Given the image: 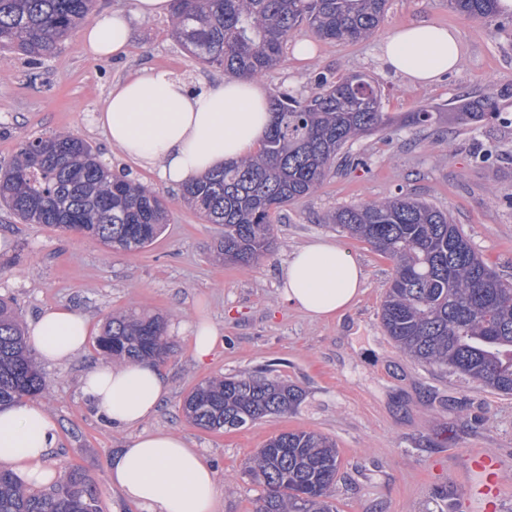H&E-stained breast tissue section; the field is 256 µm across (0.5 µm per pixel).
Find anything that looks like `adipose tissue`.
Wrapping results in <instances>:
<instances>
[{"label": "adipose tissue", "mask_w": 512, "mask_h": 512, "mask_svg": "<svg viewBox=\"0 0 512 512\" xmlns=\"http://www.w3.org/2000/svg\"><path fill=\"white\" fill-rule=\"evenodd\" d=\"M171 0H130L127 8L95 15L81 31L85 51L95 57L127 55L135 22L169 13ZM383 64L413 85L434 83L461 60L454 31L429 22L397 29L380 47ZM191 89L182 77L150 69L113 85L94 116L113 147L127 159L178 188L224 163L249 155L270 121L269 98L255 79H200ZM285 301L315 319L351 307L363 271L350 252L319 238L296 248L280 278ZM89 319L67 306L44 309L28 329V340L50 364L84 350ZM84 396L112 427L135 430L128 447L110 461V478L140 512H212L217 475L206 458L169 430L140 431L169 394L161 369L151 361L100 363L82 379ZM58 425L38 403L0 406V464L25 484L52 483L45 462L57 442Z\"/></svg>", "instance_id": "1"}]
</instances>
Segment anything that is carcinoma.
Returning <instances> with one entry per match:
<instances>
[{
  "label": "carcinoma",
  "mask_w": 512,
  "mask_h": 512,
  "mask_svg": "<svg viewBox=\"0 0 512 512\" xmlns=\"http://www.w3.org/2000/svg\"><path fill=\"white\" fill-rule=\"evenodd\" d=\"M496 0H448L453 11L491 20ZM388 0H172L171 34L202 65L231 77L257 78L280 63L302 28L330 41H359L382 22ZM96 0H0V49L38 66L94 12ZM321 72L308 95L277 89L268 133L256 156L224 164L184 189L183 198L210 224L224 225L217 252L225 262L256 264L271 247L273 215L314 194L344 149L385 132L376 80ZM428 106L409 112L413 127L437 118ZM500 116L496 94L465 103L469 124ZM0 205L24 224L68 231L124 251L151 242L167 223L163 197L112 173L81 135L23 142L0 165ZM332 223L394 263L382 306L387 335L404 353L464 380L512 394V283L476 252L448 213L402 192L343 207ZM109 356L157 361L169 351L165 322L155 316L110 317L96 339ZM48 382L28 352L9 303L0 300V404L43 394ZM302 390L264 372L208 381L183 400L185 416L206 430H237L296 411ZM340 461L335 443L315 432H283L251 458L247 474L263 487L256 512H337L332 498ZM0 512H102L89 477L71 467L50 491H34L0 469Z\"/></svg>",
  "instance_id": "carcinoma-1"
}]
</instances>
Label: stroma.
Instances as JSON below:
<instances>
[{
  "label": "stroma",
  "mask_w": 512,
  "mask_h": 512,
  "mask_svg": "<svg viewBox=\"0 0 512 512\" xmlns=\"http://www.w3.org/2000/svg\"><path fill=\"white\" fill-rule=\"evenodd\" d=\"M419 21L454 29L461 44L459 68L430 86L408 84L379 56L389 35ZM300 36L313 39L316 57L302 64L285 53L263 76L266 90H309L317 72L360 70L377 79L384 111L399 116L426 105L440 108L442 116L356 141L352 152L366 166L331 169L317 192L285 207L275 219L269 252L250 267L217 261L223 226L188 207L181 190L161 187L153 172L122 158L92 121L113 83L146 67L223 78L222 69L195 62L171 36L167 18L137 22L130 51L119 59L93 57L76 35L35 70L22 54H0L9 68L0 80V163L10 161L22 141L74 132L113 171L162 188L169 210L163 233L134 252L113 251L75 231L0 218V236L9 241L8 249H0V298L26 325L58 305L87 316L97 332L108 316L131 308L166 318L173 350L161 367L171 391L142 428L180 434L212 462L220 487L214 512H255L261 489L243 474L247 460L270 437L297 430L335 442L338 512H471L455 474L465 468L468 449L512 455V395L422 366L400 352L380 320L392 261L328 224L327 217L344 206L412 194L449 211L483 259L512 281V126L490 119L463 126L455 119L458 106L491 92L498 94L501 110L512 114V24L460 15L448 0H389L383 22L368 39H316L307 29ZM317 238L348 249L364 270L353 306L323 321L294 309L279 289L292 251ZM200 313L222 337L204 366L192 356L189 329ZM101 361L91 341L67 363L42 364L49 387L39 401L58 423V446L48 465L61 478L70 466L81 467L99 492L103 512H139L109 477L113 454L128 446L132 433L107 425L81 390L85 371ZM261 368L303 389L296 412L232 432L201 429L183 415L181 403L197 385Z\"/></svg>",
  "instance_id": "1"
}]
</instances>
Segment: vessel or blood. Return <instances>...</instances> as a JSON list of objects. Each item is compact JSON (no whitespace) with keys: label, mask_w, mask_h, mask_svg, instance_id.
<instances>
[{"label":"vessel or blood","mask_w":512,"mask_h":512,"mask_svg":"<svg viewBox=\"0 0 512 512\" xmlns=\"http://www.w3.org/2000/svg\"><path fill=\"white\" fill-rule=\"evenodd\" d=\"M467 459L468 468L460 476L467 505L473 506L476 512H501L506 492L497 480V473L505 466V459L488 448L470 449Z\"/></svg>","instance_id":"b4317fda"}]
</instances>
